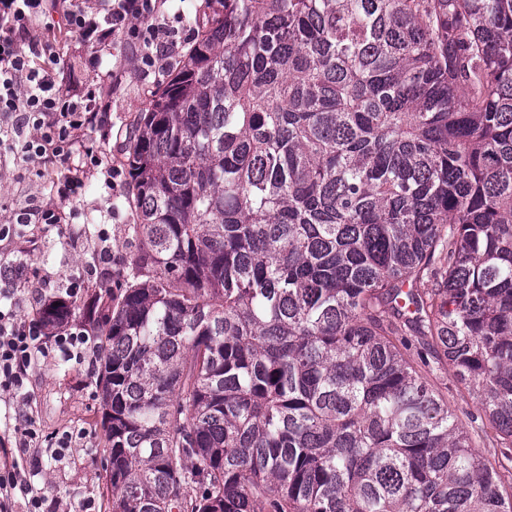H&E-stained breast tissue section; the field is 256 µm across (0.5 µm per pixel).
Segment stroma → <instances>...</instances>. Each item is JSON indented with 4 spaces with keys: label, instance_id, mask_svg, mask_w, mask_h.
<instances>
[{
    "label": "stroma",
    "instance_id": "stroma-1",
    "mask_svg": "<svg viewBox=\"0 0 512 512\" xmlns=\"http://www.w3.org/2000/svg\"><path fill=\"white\" fill-rule=\"evenodd\" d=\"M205 11L204 0H161L153 18L156 27L179 30L195 29L196 18ZM31 39H52L53 50L65 67V83L70 90L97 85L112 104V135L100 150L108 166L98 169L86 180L82 196L59 209L63 219L57 224H20L16 218L29 207L53 203L50 179L58 164L46 162L36 167L6 160L0 163V225L13 224L10 238L0 241V265L12 266L18 277L7 285L8 298L0 308L13 310L17 319L36 318L45 302L76 292L88 299L99 284L121 273L133 249L124 228L132 220L125 201L129 177L122 173V161L130 124L151 91L173 71L191 42L178 38L159 67L150 75L140 69L138 44L118 41L98 53L95 67L85 64L89 51L71 39L65 30L46 34L42 27L30 30ZM121 68V84H113L110 73ZM117 169L116 189H107L108 169ZM91 361L78 364L50 359L29 373L26 395H12L0 390V433L10 436L0 446V463H11L15 442L24 436L19 413L32 417L42 438L71 433L73 442L57 458L46 457L37 467L27 468L25 476L34 489L53 497L59 512H82L87 502H94L95 512H106V454L101 429L100 400L95 395ZM443 390L448 408L463 427H470L479 415L476 401L457 381L453 370L440 373L435 381Z\"/></svg>",
    "mask_w": 512,
    "mask_h": 512
}]
</instances>
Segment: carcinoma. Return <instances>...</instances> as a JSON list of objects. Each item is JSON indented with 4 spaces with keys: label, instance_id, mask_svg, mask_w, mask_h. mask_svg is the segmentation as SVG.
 <instances>
[{
    "label": "carcinoma",
    "instance_id": "1",
    "mask_svg": "<svg viewBox=\"0 0 512 512\" xmlns=\"http://www.w3.org/2000/svg\"><path fill=\"white\" fill-rule=\"evenodd\" d=\"M205 4L133 119L125 273L39 311L98 340L108 508L512 512V0ZM434 384L448 400V408L458 418L463 427L470 429L471 416H478V423L482 421L490 429L488 420L483 416L476 401L468 394L465 388L457 381L452 368L439 373L438 379H433ZM448 387V390L447 388Z\"/></svg>",
    "mask_w": 512,
    "mask_h": 512
}]
</instances>
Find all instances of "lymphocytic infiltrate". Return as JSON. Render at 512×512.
I'll return each instance as SVG.
<instances>
[{
  "mask_svg": "<svg viewBox=\"0 0 512 512\" xmlns=\"http://www.w3.org/2000/svg\"><path fill=\"white\" fill-rule=\"evenodd\" d=\"M157 8L158 0H102L100 11L90 13L60 10L57 0H0V112L13 118L11 134L0 138V157L33 163L53 153L67 168L52 182L59 201L74 200L91 169L102 165L98 144L89 143L87 136L94 133L100 142L109 140L112 104L91 85L75 93L64 89L50 44L36 41L24 51L18 46L19 37L37 21L60 12L68 33L91 51H100L116 39L142 44L141 69L148 73L176 36L175 30L152 25ZM89 344L83 329L49 337L41 323H21L13 314L0 312V389L23 391L30 369L40 359L79 360ZM69 441V436H62L51 450H43L36 428L27 426L24 439L16 444V457L0 468V512H8L19 496L25 500L26 512H49L47 496L28 485L24 467L39 464L44 453L58 455Z\"/></svg>",
  "mask_w": 512,
  "mask_h": 512,
  "instance_id": "f902f5d3",
  "label": "lymphocytic infiltrate"
}]
</instances>
